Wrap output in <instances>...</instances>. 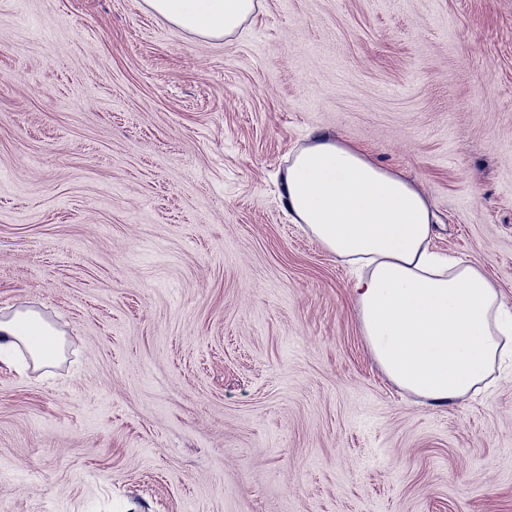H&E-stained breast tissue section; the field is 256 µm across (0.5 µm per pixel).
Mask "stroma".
Returning <instances> with one entry per match:
<instances>
[{"instance_id": "stroma-1", "label": "stroma", "mask_w": 512, "mask_h": 512, "mask_svg": "<svg viewBox=\"0 0 512 512\" xmlns=\"http://www.w3.org/2000/svg\"><path fill=\"white\" fill-rule=\"evenodd\" d=\"M323 132L420 185L512 306V0H261L230 36L144 0H0V512H512V367L421 404L346 266L288 219ZM20 347L28 352L35 367L51 365L62 353V333L40 312L16 308L0 317V361L9 363Z\"/></svg>"}]
</instances>
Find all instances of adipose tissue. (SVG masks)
Wrapping results in <instances>:
<instances>
[{
    "label": "adipose tissue",
    "mask_w": 512,
    "mask_h": 512,
    "mask_svg": "<svg viewBox=\"0 0 512 512\" xmlns=\"http://www.w3.org/2000/svg\"><path fill=\"white\" fill-rule=\"evenodd\" d=\"M188 33H235L260 0H145ZM283 195L294 223L355 271L356 317L373 358L403 391L433 405L465 399L508 353L512 310L484 269L433 243L423 190L361 146L321 134L288 159ZM34 366L62 353L61 331L31 308L0 316V361Z\"/></svg>",
    "instance_id": "obj_1"
}]
</instances>
